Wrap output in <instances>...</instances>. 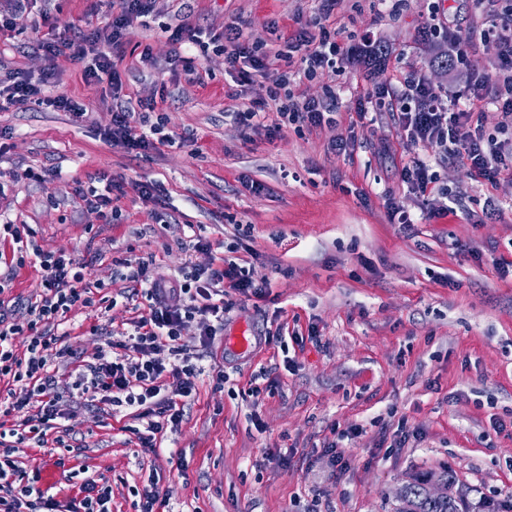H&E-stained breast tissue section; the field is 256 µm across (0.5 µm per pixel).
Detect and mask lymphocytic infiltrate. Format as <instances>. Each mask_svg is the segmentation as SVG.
Segmentation results:
<instances>
[{
	"label": "lymphocytic infiltrate",
	"instance_id": "1",
	"mask_svg": "<svg viewBox=\"0 0 512 512\" xmlns=\"http://www.w3.org/2000/svg\"><path fill=\"white\" fill-rule=\"evenodd\" d=\"M318 15L324 25L318 34L301 31L288 39V53L298 54V70L278 73L268 90L277 101V113L291 124L309 128L336 127L339 95L332 86L337 61L345 52L343 43L326 27L337 0H318ZM489 20L488 26L455 29L454 22L439 0H429L428 35L446 34L451 52L450 68L466 73L468 82L461 91L430 85L417 73H408L401 83L385 77L374 78L372 89L356 98L359 117L391 113L408 143L433 149L437 161H459L473 179L494 184L512 179V0H475ZM155 0H120V11L111 25L71 39L55 36L40 40L46 56L71 51L83 64L87 84H109L120 93L122 80L112 57L122 51L123 32L134 19L153 10ZM492 49L490 68L480 67L477 46ZM224 63L238 72L241 83H249L253 73L265 71L266 55L250 45L241 30L224 31ZM50 71L32 78L23 70L0 74V104H50L70 112L74 121L85 122L89 114L68 97L46 99L44 86ZM328 79L322 97L308 98L296 92L298 79ZM491 105L503 116L496 132H487L480 122L477 107ZM153 101L117 105L112 125L104 131L105 140L130 153L158 149L171 142L163 120H151ZM399 178L410 191L435 197V214L451 212L455 198L441 185L429 161L415 157L405 162ZM0 238L10 239L17 266L37 265L41 289L34 297L21 300L25 323L15 322L11 308L0 302V382L10 387V404L4 414L12 420L9 431H0V512H112V487L85 480L77 496L62 502L39 486L40 474H28L18 460L22 444L34 442L44 447L54 440L67 447L69 428H58V420H72L79 412L99 406L127 407L144 429L137 438L143 453L158 455V435L178 428L185 407L203 374L200 354L192 352L190 341L210 347L224 328L225 298L261 296L268 283L253 278L250 270L232 260L207 267L195 266L181 278H170L138 262L124 274L129 284L126 299L145 298L144 312L133 320L127 340H107L92 355L71 349L56 329L72 311L93 305L91 288L84 282L83 262L62 254L42 250L25 224H1ZM65 359L67 376H59L54 362Z\"/></svg>",
	"mask_w": 512,
	"mask_h": 512
}]
</instances>
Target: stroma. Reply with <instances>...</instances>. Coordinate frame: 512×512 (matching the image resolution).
<instances>
[{
	"mask_svg": "<svg viewBox=\"0 0 512 512\" xmlns=\"http://www.w3.org/2000/svg\"><path fill=\"white\" fill-rule=\"evenodd\" d=\"M317 8V0H156L112 59L124 95L154 99L175 138L146 157L103 139L112 121L107 84H87L70 53L49 59L38 47L51 29L70 38L104 27L113 0H30L17 27L0 32L1 67L35 76L52 69L46 96H66L90 114L77 124L45 105L0 111V218L29 225L44 250L85 261L86 282H103L109 297L124 287L116 278L124 262L149 259L177 276L186 263L227 256L231 244L254 278L270 283L263 298L232 296L224 330L244 324L270 332L271 342L239 355L216 336L212 352L227 380L220 387L200 376L160 457L142 454L122 413L75 419L78 453L22 448L25 467L40 468V488L58 500L77 494L70 474L84 467L111 485L112 512H137V492L157 464L170 512H394L412 476L448 470L467 512H512V277L498 272L499 262H512V182L474 181L459 162L440 167L459 204L430 216L426 197L395 174L421 148L390 120H362L351 108L370 88L357 54L339 62L335 129L290 124L269 133L278 120L271 101L264 126L231 117L242 100L265 98L284 68L275 53ZM335 15L342 43L371 33L388 49L393 81L417 70L433 86L463 89L465 74L437 65L446 38L421 37L418 0L399 12L337 0ZM178 25L201 45L172 41ZM230 25L271 57L239 100L228 95L236 82L224 65ZM337 133L355 137L352 156L330 151ZM111 180L122 194L110 208L88 209L83 194ZM144 180L160 185L157 199L140 197ZM385 190L422 222L408 230L389 223ZM491 198L500 215L485 221ZM196 234L211 251L184 250ZM99 323L92 308L68 314V344L93 353ZM255 388L261 433L248 420ZM355 425L362 435L348 438ZM400 428L410 433L401 444ZM331 444L347 463L342 472L322 455ZM287 448L295 452L288 466L265 463Z\"/></svg>",
	"mask_w": 512,
	"mask_h": 512,
	"instance_id": "35a3bbf8",
	"label": "stroma"
}]
</instances>
